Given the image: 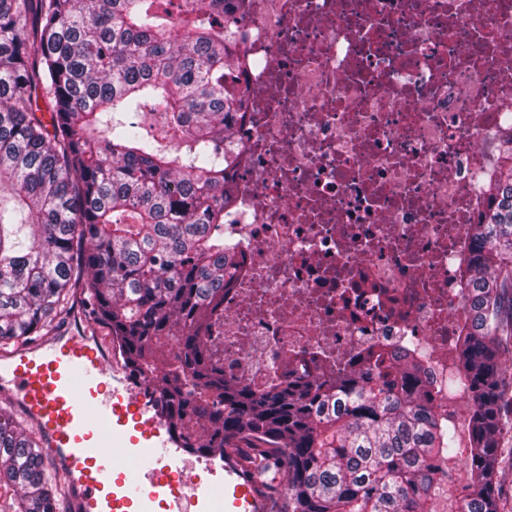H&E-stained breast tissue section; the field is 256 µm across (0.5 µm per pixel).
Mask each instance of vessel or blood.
Returning a JSON list of instances; mask_svg holds the SVG:
<instances>
[{
  "mask_svg": "<svg viewBox=\"0 0 512 512\" xmlns=\"http://www.w3.org/2000/svg\"><path fill=\"white\" fill-rule=\"evenodd\" d=\"M105 337L85 319L56 335L0 355V392L40 431L66 489L67 512H152L169 490L166 450L142 402L121 377ZM151 443L149 491L131 478L129 457ZM241 460L224 464L225 512H267L265 497L244 475Z\"/></svg>",
  "mask_w": 512,
  "mask_h": 512,
  "instance_id": "vessel-or-blood-1",
  "label": "vessel or blood"
}]
</instances>
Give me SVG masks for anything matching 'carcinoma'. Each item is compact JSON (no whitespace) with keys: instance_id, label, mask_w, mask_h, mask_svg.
I'll use <instances>...</instances> for the list:
<instances>
[{"instance_id":"cac0c4a2","label":"carcinoma","mask_w":512,"mask_h":512,"mask_svg":"<svg viewBox=\"0 0 512 512\" xmlns=\"http://www.w3.org/2000/svg\"><path fill=\"white\" fill-rule=\"evenodd\" d=\"M181 28L170 21L171 8ZM235 0H0V351L51 335L80 297L157 417L190 453L236 457L270 512H434L457 431L423 364L224 374L211 343L240 272L224 242L240 98L224 86ZM165 114L146 136L132 112ZM48 115H42V112ZM463 259L468 321L448 391L470 403L458 512H500L512 424V162L486 185ZM11 512H58L41 437L0 401Z\"/></svg>"}]
</instances>
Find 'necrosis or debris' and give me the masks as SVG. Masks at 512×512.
I'll return each mask as SVG.
<instances>
[{
    "label": "necrosis or debris",
    "instance_id": "necrosis-or-debris-1",
    "mask_svg": "<svg viewBox=\"0 0 512 512\" xmlns=\"http://www.w3.org/2000/svg\"><path fill=\"white\" fill-rule=\"evenodd\" d=\"M224 370L254 387L413 346L437 381L458 259L512 128V0H243Z\"/></svg>",
    "mask_w": 512,
    "mask_h": 512
}]
</instances>
